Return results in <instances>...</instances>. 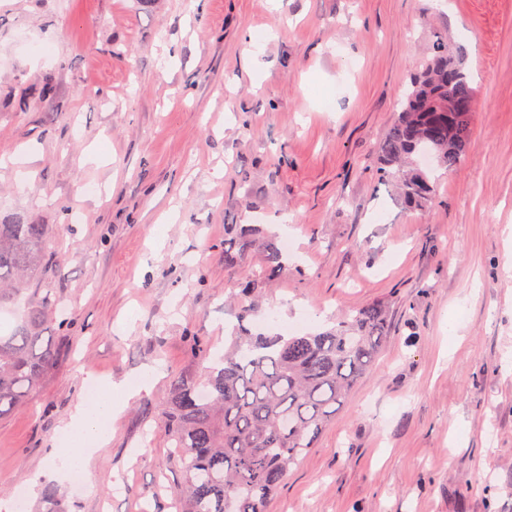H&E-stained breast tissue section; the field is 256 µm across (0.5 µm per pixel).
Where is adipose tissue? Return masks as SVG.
Returning a JSON list of instances; mask_svg holds the SVG:
<instances>
[{
	"label": "adipose tissue",
	"mask_w": 512,
	"mask_h": 512,
	"mask_svg": "<svg viewBox=\"0 0 512 512\" xmlns=\"http://www.w3.org/2000/svg\"><path fill=\"white\" fill-rule=\"evenodd\" d=\"M156 376V371L146 372L135 386L125 380L111 381L105 384L104 394L82 399L60 431L61 444L49 452L55 474L60 476L75 468H85L92 453L108 444V424L118 402L150 390Z\"/></svg>",
	"instance_id": "1"
}]
</instances>
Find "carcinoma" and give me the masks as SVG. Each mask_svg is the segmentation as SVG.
Instances as JSON below:
<instances>
[{
    "mask_svg": "<svg viewBox=\"0 0 512 512\" xmlns=\"http://www.w3.org/2000/svg\"><path fill=\"white\" fill-rule=\"evenodd\" d=\"M474 98L464 55L436 42L376 148V174L395 185L406 206L435 202L433 170H421L422 161L448 172L460 164L472 140ZM259 234L254 224L224 225V263L246 273L243 321L283 269V251L272 239L264 242L262 267L249 266ZM49 259L47 225L0 220V307L22 301L26 308L20 325L0 328V416L22 404L59 357L44 333L50 325L67 327V318L51 289L29 294ZM389 330L382 304L303 335L246 330L204 378L173 379L164 424L179 453L181 512H267L289 469L370 372Z\"/></svg>",
    "mask_w": 512,
    "mask_h": 512,
    "instance_id": "obj_1",
    "label": "carcinoma"
}]
</instances>
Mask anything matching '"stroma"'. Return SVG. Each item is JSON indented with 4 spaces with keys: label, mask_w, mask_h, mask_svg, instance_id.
Segmentation results:
<instances>
[{
    "label": "stroma",
    "mask_w": 512,
    "mask_h": 512,
    "mask_svg": "<svg viewBox=\"0 0 512 512\" xmlns=\"http://www.w3.org/2000/svg\"><path fill=\"white\" fill-rule=\"evenodd\" d=\"M439 39L474 73L473 140L409 210L375 152ZM0 218L47 225L35 285L70 317L0 417V503L173 512L169 385L237 326L224 227L280 224L274 331L372 303L391 330L268 512H512V0H0ZM152 367L83 485L51 477L87 377Z\"/></svg>",
    "instance_id": "1"
}]
</instances>
